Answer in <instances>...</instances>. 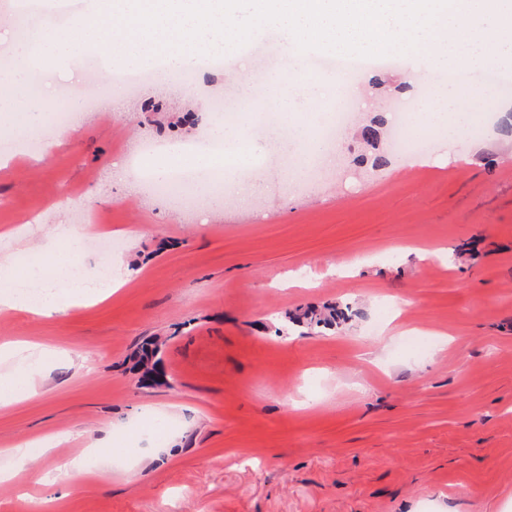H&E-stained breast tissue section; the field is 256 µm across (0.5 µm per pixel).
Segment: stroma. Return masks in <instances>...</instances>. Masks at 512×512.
<instances>
[{
  "label": "stroma",
  "instance_id": "obj_1",
  "mask_svg": "<svg viewBox=\"0 0 512 512\" xmlns=\"http://www.w3.org/2000/svg\"><path fill=\"white\" fill-rule=\"evenodd\" d=\"M257 40L248 58L195 72L193 89L145 81L113 110L77 113L62 146L0 169V226L35 250L42 225L96 214L87 237L118 239L105 259L136 271L91 306L0 311V341L59 352L36 395L0 411V469L17 474L0 483V512H512V134L488 120L512 102V68L494 69L507 87L477 108L480 137L407 156L389 146L394 105L446 106L373 65L351 82V122L320 172L297 187L266 161L246 208L180 207L112 181L133 148L200 136L185 117L236 96L231 71L267 73L281 50ZM415 245L441 254L418 259ZM404 299L402 316L387 310ZM328 303L351 320L276 335L285 314ZM153 336L167 383L143 388L130 357ZM151 421L166 424L163 445L136 433ZM92 438L122 459L98 454L77 492L50 501L42 479ZM32 439L53 452L10 455Z\"/></svg>",
  "mask_w": 512,
  "mask_h": 512
}]
</instances>
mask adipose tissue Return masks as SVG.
<instances>
[{
    "instance_id": "1",
    "label": "adipose tissue",
    "mask_w": 512,
    "mask_h": 512,
    "mask_svg": "<svg viewBox=\"0 0 512 512\" xmlns=\"http://www.w3.org/2000/svg\"><path fill=\"white\" fill-rule=\"evenodd\" d=\"M337 82V77L330 75L291 83L288 109L294 114L308 112V124L291 120L257 132L246 117L233 126L211 128L210 136L223 144V153L214 154L200 148L184 155L177 141L169 142L168 147L172 156L192 169L223 165L225 174L235 181L232 198L247 199V173L269 146H276L283 153L293 152L302 145L311 155L319 157L326 153L327 144L318 136L317 128L326 121L327 115L312 111L311 105L319 99L325 84ZM0 237L15 242L13 249L0 253L1 308L48 317L74 306L101 302L125 283L123 277L99 274L97 268L90 265L81 247L83 233L74 227L65 224L46 227L41 263L18 277L14 276L13 269L27 245L22 235L10 229L0 231ZM44 353L43 347L27 342L0 345V363L7 368L4 379L0 380V408L32 394L35 373L30 362Z\"/></svg>"
}]
</instances>
